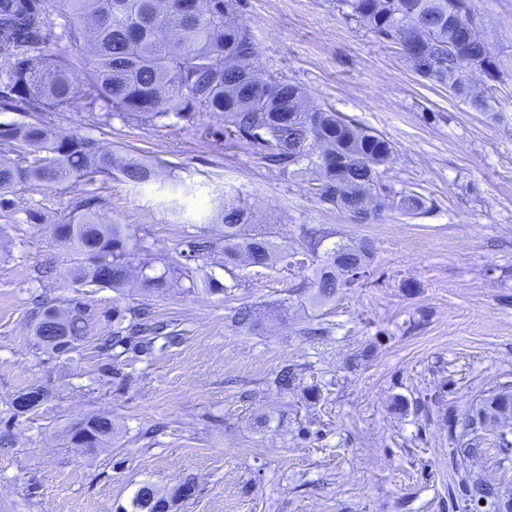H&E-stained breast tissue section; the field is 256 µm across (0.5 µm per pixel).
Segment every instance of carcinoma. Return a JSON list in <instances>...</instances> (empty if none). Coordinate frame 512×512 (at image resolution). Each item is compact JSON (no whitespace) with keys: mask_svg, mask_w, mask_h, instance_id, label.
<instances>
[{"mask_svg":"<svg viewBox=\"0 0 512 512\" xmlns=\"http://www.w3.org/2000/svg\"><path fill=\"white\" fill-rule=\"evenodd\" d=\"M375 37L401 47L414 71L443 85L451 95L479 112H490L499 68L487 43L477 36L469 0H340ZM240 0H0V112L20 113L23 120H0V211L15 207L23 188L57 186L70 193L73 184L105 183L117 170L134 186L157 176L155 165L142 159L118 158L90 135L62 134L44 119L46 112H65L77 103L105 120L135 121L166 128L207 113L224 121V137L232 148H256L271 169L309 174V190L322 204L353 224H372L384 213L406 215L426 209L415 191L394 192L383 182L381 168L395 153L382 134L355 123L333 109L313 108L299 85L258 73L252 52L254 35L239 19ZM58 22L47 23L49 11ZM83 56L74 55V50ZM480 62L485 80L475 87L463 72V58ZM81 70V87L74 71ZM107 200L96 194L71 196L52 224L57 241L79 259L68 274L74 295L55 303L40 301L34 313L38 347L54 353L78 351L91 309L90 289L109 288L123 296L134 282L143 292L167 287L170 269L160 274L148 261L132 279L130 234L121 224L100 222L96 209ZM224 224V268L229 296L239 286L233 272L243 260L269 266L283 259L268 233L251 229L253 216L233 202L221 206ZM336 231L310 228L290 256L309 255L314 269L310 299L324 306L347 283L336 274V260L370 275L373 244L333 243L320 247ZM160 327L145 304L112 306L110 348L119 358L154 343ZM300 373L285 367L275 378L282 389L296 388ZM47 398L45 388L30 387L12 401L14 411H33ZM483 412H468L467 441L450 436L461 462L478 454L485 443V412L512 414V384L504 382L483 399ZM118 434L109 413H97L76 423L66 434L77 448H100ZM492 447L504 459L512 455V426L492 431ZM180 502L179 487L161 493L148 482L131 498V512H172ZM463 512H512V498L477 477H466Z\"/></svg>","mask_w":512,"mask_h":512,"instance_id":"obj_1","label":"carcinoma"}]
</instances>
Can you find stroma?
<instances>
[{
  "label": "stroma",
  "mask_w": 512,
  "mask_h": 512,
  "mask_svg": "<svg viewBox=\"0 0 512 512\" xmlns=\"http://www.w3.org/2000/svg\"><path fill=\"white\" fill-rule=\"evenodd\" d=\"M471 8L500 67L489 112L422 80L399 46L336 0H241L260 71L388 138L383 179L426 197L417 216L350 223L306 177L227 149L221 120L207 114L184 129L48 115L63 132L161 161L146 185L113 175L98 215L173 267L170 289L149 304L181 338L113 359L103 343L116 294L104 288L86 296L92 317L77 353L40 349L34 299L71 294L62 272L73 254L50 229L64 196L19 191L0 217V512H122L140 483L186 480L197 494L176 512H456L467 474L512 495L511 460L487 444L455 466L448 438L449 417L512 382V0ZM227 199L248 205L284 250L313 227L371 240L369 277L314 307L311 262L285 259L238 267L233 297L208 292L210 280H229L213 220ZM194 238L218 248L190 257ZM245 304L256 305V324L241 331L232 320ZM318 325L327 334L308 336ZM291 364L302 387L287 392L273 380ZM32 386L48 399L14 416L13 398ZM102 412L120 428L109 447L90 457L67 443L68 428Z\"/></svg>",
  "instance_id": "35a3bbf8"
}]
</instances>
